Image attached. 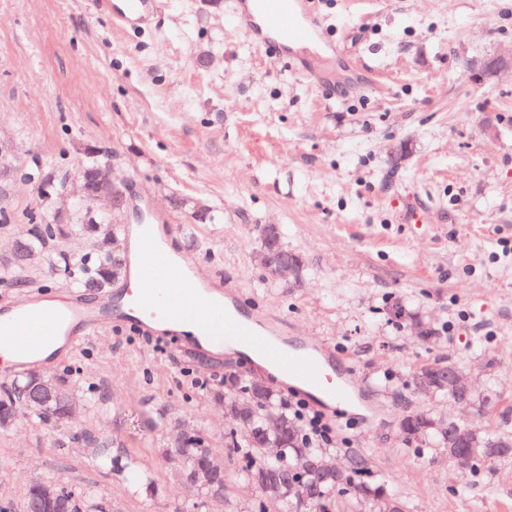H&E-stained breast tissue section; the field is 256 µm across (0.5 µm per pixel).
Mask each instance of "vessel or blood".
<instances>
[{"instance_id": "vessel-or-blood-1", "label": "vessel or blood", "mask_w": 512, "mask_h": 512, "mask_svg": "<svg viewBox=\"0 0 512 512\" xmlns=\"http://www.w3.org/2000/svg\"><path fill=\"white\" fill-rule=\"evenodd\" d=\"M99 5L126 27L159 8L158 0H99ZM238 17L266 54L292 52L324 36L311 0H241ZM174 233L165 224L124 226L126 287L116 302L93 307L75 297L38 293L24 304L0 309V374L52 367L106 324L125 323L174 342L189 327L191 347L234 346L276 371L328 415L353 401L354 388L337 376L336 354L329 346L289 345L273 319L246 311L239 289L205 276L170 251Z\"/></svg>"}]
</instances>
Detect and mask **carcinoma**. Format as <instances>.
Returning <instances> with one entry per match:
<instances>
[{
  "label": "carcinoma",
  "mask_w": 512,
  "mask_h": 512,
  "mask_svg": "<svg viewBox=\"0 0 512 512\" xmlns=\"http://www.w3.org/2000/svg\"><path fill=\"white\" fill-rule=\"evenodd\" d=\"M105 164L106 161L95 156L84 163L89 189L97 188ZM174 208L187 212L195 224L219 221V215L212 209L198 213L185 203H176ZM28 223L31 228L27 236L17 243L10 264L0 275L1 282L16 280L17 271L39 257L47 245L63 239L75 228L96 239V264L90 266L84 260L76 263L58 252L54 264L50 265L51 276H69L86 288L103 291L124 275L125 259L107 248L110 238L118 235L117 219L112 215L91 212L80 204L70 213L60 215L52 212L46 201L28 214ZM259 235L262 236L261 254L265 264L276 265L288 261L291 251L284 245L282 230L278 225L260 227ZM387 314L389 320L396 324L411 318L407 304L399 298L390 301ZM446 370L448 366L442 363L423 365L412 372L410 386L414 390L422 386L431 395L458 401L460 394L448 387ZM40 374L42 371L31 369L0 389V417L12 416L17 422L29 417V412L23 410L17 401L16 391ZM466 401L472 404L471 414L475 417L491 411L495 403L492 398L480 399L473 393L466 397ZM224 408L245 430V435L241 437L236 431H230L228 442L241 459L239 477L259 491L255 512H266L269 502L280 505L284 512H301L291 489L296 482L305 484L310 490L309 512H393L396 507L399 512H406L405 503L390 493L385 485L365 479L369 463L362 455H353L348 467L337 470L336 475L330 478L321 479L318 470L327 449L308 443L298 423L288 415L278 394L264 383L237 371L225 372ZM400 434L404 444H411L419 453L433 458L440 456L447 437L443 429L435 426L430 415L424 412L409 414L407 429L400 431ZM481 435L485 441L482 452L486 454V459L475 463L471 470L491 469L498 463L512 459L511 434L483 431ZM209 455L204 437L196 432L190 435L187 443L179 442L167 450L169 462L191 482L201 485L208 494L225 485L224 472L211 469ZM62 488L65 494L47 507L40 488L29 487L25 493L24 508L30 512H106L92 490H76L65 484Z\"/></svg>",
  "instance_id": "1"
}]
</instances>
